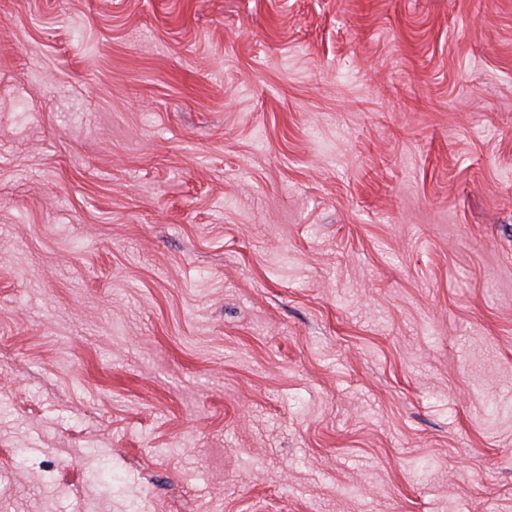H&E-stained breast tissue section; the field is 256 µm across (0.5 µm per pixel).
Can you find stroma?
I'll return each instance as SVG.
<instances>
[{
    "mask_svg": "<svg viewBox=\"0 0 512 512\" xmlns=\"http://www.w3.org/2000/svg\"><path fill=\"white\" fill-rule=\"evenodd\" d=\"M0 512H512V0H0Z\"/></svg>",
    "mask_w": 512,
    "mask_h": 512,
    "instance_id": "obj_1",
    "label": "stroma"
}]
</instances>
